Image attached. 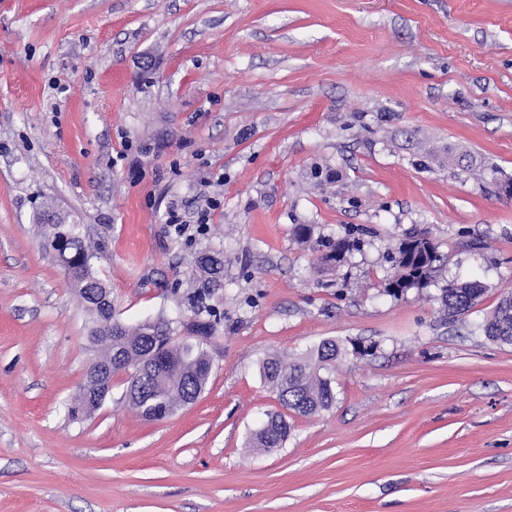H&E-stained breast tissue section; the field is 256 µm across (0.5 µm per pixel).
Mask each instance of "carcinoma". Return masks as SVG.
<instances>
[{
    "label": "carcinoma",
    "instance_id": "obj_1",
    "mask_svg": "<svg viewBox=\"0 0 512 512\" xmlns=\"http://www.w3.org/2000/svg\"><path fill=\"white\" fill-rule=\"evenodd\" d=\"M59 237L69 238L72 250L70 262L77 272L67 274L85 303L91 326L88 341L101 349L97 356L111 367L110 377L127 374V386L122 402L146 421L167 419L179 410L193 404L204 392L212 371V358L201 346V340L210 337L217 312L208 300L211 291L197 288L188 294L195 315L186 325L187 335L180 338L170 324L163 321L144 322L136 327L125 326L88 306V290L107 289L92 271L94 249L82 234L80 225L44 224L41 245L54 248ZM359 242L348 236L325 243L327 251L322 260L338 265L343 256L356 249ZM441 256L426 237L413 235L402 240L392 255L395 273L385 286V292L395 297L410 289L428 287L440 270ZM452 288H444L441 305L448 317L455 318L470 311L486 292V286L476 280L452 279ZM483 335L494 342L512 344V292L501 295L495 308L479 325ZM345 348L334 340H325L317 347L292 357L274 356L261 363L260 373L280 405L301 416H309L330 408L336 401L332 378L321 374L330 370ZM106 388L91 384L85 378L78 394L65 405L68 416L77 420L91 414L84 403L94 397L103 399ZM290 426L280 414L268 417L264 425L252 435L253 448H281L288 440Z\"/></svg>",
    "mask_w": 512,
    "mask_h": 512
}]
</instances>
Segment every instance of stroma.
<instances>
[{
    "mask_svg": "<svg viewBox=\"0 0 512 512\" xmlns=\"http://www.w3.org/2000/svg\"><path fill=\"white\" fill-rule=\"evenodd\" d=\"M505 177L512 0H0V512H512V345L477 330L512 290ZM47 204L125 325L185 335L210 286L194 404L144 421L117 377L68 417L93 351ZM301 224L363 246L324 269ZM411 233L447 263L395 298ZM454 277L487 287L455 320ZM327 339L373 352L337 360L331 409L283 411L262 360ZM278 412L285 446L249 447Z\"/></svg>",
    "mask_w": 512,
    "mask_h": 512,
    "instance_id": "obj_1",
    "label": "stroma"
}]
</instances>
